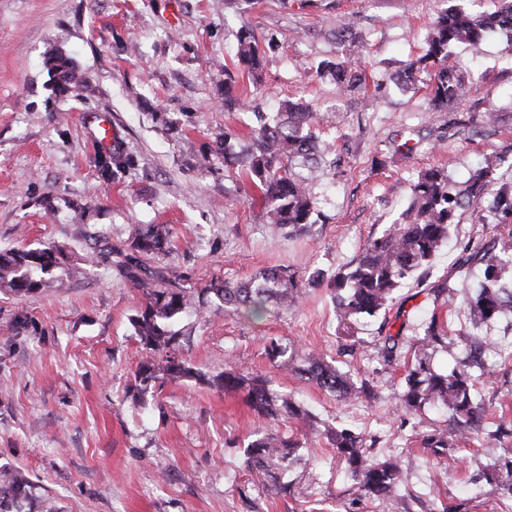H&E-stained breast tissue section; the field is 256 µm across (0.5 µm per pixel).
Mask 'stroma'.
<instances>
[{"instance_id":"1","label":"stroma","mask_w":512,"mask_h":512,"mask_svg":"<svg viewBox=\"0 0 512 512\" xmlns=\"http://www.w3.org/2000/svg\"><path fill=\"white\" fill-rule=\"evenodd\" d=\"M440 0H0V250L64 246L78 270L67 287L24 297L0 294V466L25 478L23 512H381L361 497L327 437L285 477L288 495L254 483L242 452L258 434L301 439L303 422L271 425L242 393L193 380L158 382L145 397L131 388L142 359L130 324L144 304L95 247L121 245L133 224H165L168 255L155 260L195 294L211 281L246 282L280 267L302 282L301 301L260 319L229 316L214 297L183 314L179 353L202 373L232 363L264 376L320 426H346L396 457L403 482L392 512H512L478 474L512 448V313L484 328L500 345L485 355L476 400L488 422L509 432L494 440H456L446 455L423 435L448 429L433 406L405 413L395 398L412 357L384 364L382 331L422 335L438 316L454 342L436 350L434 368L452 367L469 349L470 321L434 288L476 286L481 265L460 263L465 249L491 248L512 224H483L482 202L461 211L430 267L401 286L386 313L361 326L353 352L340 330L328 281L361 246L402 220L410 188L431 169L464 189L483 155L501 158L512 181V48L496 36L455 48L468 97L437 112L428 89L392 80L422 53ZM253 27L272 42L260 83L237 71V33ZM351 33L360 89L338 95L317 73ZM69 58L83 90L61 91L49 58ZM233 70L239 110L224 109V72ZM493 95L501 121L486 129L478 104ZM292 100L320 113L314 131L331 172L310 189L318 213L306 231L271 237L240 165L257 112ZM97 115L111 127L98 141ZM465 121V129L448 127ZM236 132L224 145L225 129ZM415 144L405 150L404 141ZM131 162L99 178L103 148ZM325 277L310 284L313 273ZM335 359L369 379L368 396L336 398L270 360V340Z\"/></svg>"}]
</instances>
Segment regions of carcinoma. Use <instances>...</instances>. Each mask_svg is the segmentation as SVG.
Wrapping results in <instances>:
<instances>
[{"label":"carcinoma","instance_id":"obj_1","mask_svg":"<svg viewBox=\"0 0 512 512\" xmlns=\"http://www.w3.org/2000/svg\"><path fill=\"white\" fill-rule=\"evenodd\" d=\"M512 33V0H497L490 12L472 15L460 6L447 7L435 21L423 53L402 68L397 80L413 86L420 74L431 82V105L436 109L464 98L470 86L455 73L449 58L452 48L465 44L479 47L493 33ZM266 50L248 29L237 37V65L251 78H260ZM320 74L334 81L339 93L352 92L361 83V66L356 59L338 56L318 64ZM251 144L244 151L242 163L250 181L261 191L260 200L271 233L283 235L302 232L316 209L308 178L292 171L299 162L311 173L322 172L325 160L311 126L319 121L315 112L287 102L268 117L256 114ZM129 164V158L112 152L97 158L99 178L111 179ZM498 156H486L468 179V186L457 191L443 170H430L413 184L411 203L402 224H392L379 237L367 241L354 263L330 280V293L339 325L345 337L354 336L353 325L376 316L386 308L394 293L418 270L428 267L439 249L450 237L456 214L473 200L490 194L482 215L484 224L512 223V184H503L489 191ZM171 233L165 224H132L121 248L107 250L116 255L123 276L142 290L145 303L130 318L135 336L145 358L134 372L133 388L139 396L164 379L202 380L205 375L191 367L176 353L180 333L175 324L192 305L191 295L172 285L151 270L148 261L169 252ZM478 261L484 266L479 288L461 297L462 309L470 316L471 326L478 328L503 314V301L512 300V238L497 242L496 251L481 255L469 253L463 258L468 265ZM77 271L70 255L56 244L42 248L0 251V292L15 296L34 293L42 288H63L70 275ZM223 303L224 311L259 317L267 310L276 311L297 304L300 288L295 277L280 268H269L260 278L247 283L228 281L211 283L202 289ZM447 332L431 318L424 336L413 347L419 351L448 346ZM406 339L401 332L379 337V357L392 364L402 355ZM269 357L284 370L299 374L320 389L343 399L366 394L372 390L369 380L354 382L320 353L302 352L273 341ZM485 369L481 354L469 357L448 372H437L423 356L408 369L401 391L400 406L411 412L425 403L439 405L450 413L455 424L454 435L462 438L479 430L484 410L475 401L472 370ZM214 384L226 390L244 393L246 403L261 417L276 420L283 416L309 418V413L287 395L269 387L265 378L242 367L228 366L214 377ZM316 428L304 435V442L263 434L252 440L243 452L242 464L257 479H271L275 490L288 492V484L278 475L298 460V450L312 445ZM327 437L337 456L345 461L350 478L362 495L387 502L402 482V470L396 458H380L370 452L367 439L350 429L333 428ZM424 447L434 452L448 449V434L431 433L422 439ZM491 493L512 499V456L496 464L486 475ZM27 496V482L16 472L0 468V512H21Z\"/></svg>","mask_w":512,"mask_h":512}]
</instances>
